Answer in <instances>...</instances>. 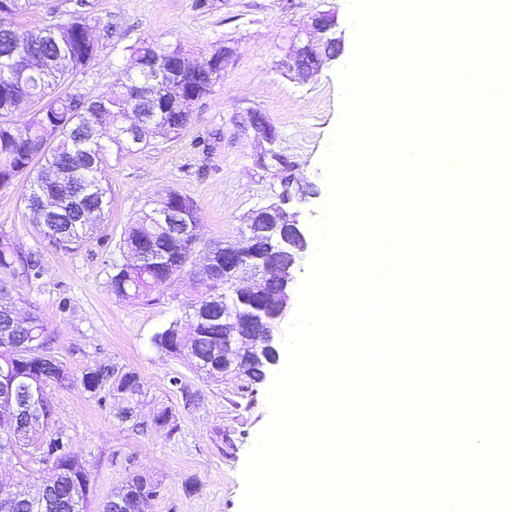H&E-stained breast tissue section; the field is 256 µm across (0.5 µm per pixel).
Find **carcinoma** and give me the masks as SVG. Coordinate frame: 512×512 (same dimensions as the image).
<instances>
[{
    "label": "carcinoma",
    "mask_w": 512,
    "mask_h": 512,
    "mask_svg": "<svg viewBox=\"0 0 512 512\" xmlns=\"http://www.w3.org/2000/svg\"><path fill=\"white\" fill-rule=\"evenodd\" d=\"M33 6L32 0H0V14L23 15ZM96 47L85 40L84 32L57 23L43 28H29L14 24L0 28V87L10 80L13 61L26 54L43 59L46 70L34 72L23 86L10 95H1L0 101L17 105L25 100L29 108L23 113L24 121H16L6 112H0V188H8L24 179L23 201L25 206L40 209L43 202L52 198L60 209L53 215V222L40 225V233L59 252L69 253L80 248L93 237L97 225L86 224L77 218L82 209H99L106 217L110 206L108 186L104 174V161L108 144L121 145L115 135H108V142L89 140L90 123L97 121L86 107L95 100L63 94L61 86L68 75L85 68L92 60ZM60 53L72 57V66L64 67L55 61ZM139 77L138 68L128 72L126 81L104 98L107 114L114 125L123 124L124 113L135 112L144 102L129 98L126 87ZM224 79V65L220 61L206 60L197 65L184 79L187 94L202 93L207 96ZM169 203L197 221L194 201L176 192L170 193ZM146 211L135 223L128 225L120 249L138 251L146 246L151 249L173 251L178 258L188 261L192 252L190 240H182L170 233L159 234L148 220ZM186 268L158 267L149 263L116 266L110 287L117 298H125L126 291L146 295L162 286L171 276H180ZM42 274L39 261L26 256L7 236L0 237V277L23 276L29 280ZM224 275V255L217 257L211 268L202 267L189 273L192 286L198 292L195 302L205 301L216 289ZM224 331L212 326L203 330L187 320L175 321L152 337V344L160 351L180 354L188 347L202 358L213 355L218 338ZM52 336L44 320L37 313L28 316L25 325L14 322L13 311L0 308V393L14 386V400L3 398L0 410L13 409L11 419L14 444L0 446V455H27L39 466L40 477L34 481L22 473L9 485V492L26 496L40 487L51 490L55 507L51 512H90L92 479L87 463L72 452L58 465H45L37 442V434L47 430L52 407L49 388L69 379L66 366L51 354ZM81 384L85 391L95 396L106 391L127 403L121 419L126 421L138 415L142 398L146 395L139 374L133 370L121 371L116 366L99 365L83 373ZM153 427L169 433L177 429L172 409L159 407L152 414ZM157 495L158 486L149 478L135 473L127 481L129 494L136 498L143 488Z\"/></svg>",
    "instance_id": "obj_1"
}]
</instances>
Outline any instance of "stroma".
<instances>
[{"label":"stroma","instance_id":"obj_1","mask_svg":"<svg viewBox=\"0 0 512 512\" xmlns=\"http://www.w3.org/2000/svg\"><path fill=\"white\" fill-rule=\"evenodd\" d=\"M89 2L98 56L68 77L67 93L93 99L111 91L130 63L132 45L142 41L181 45L196 62L223 44L232 56L223 82L196 103L179 135L143 151L108 154L110 211L80 249L55 251L29 223L22 186L0 189V232L36 253L44 268L39 279L8 280L9 296L16 309L37 311L46 321L52 352L71 374L69 384L50 389V427L63 431L87 462L95 504L122 489L131 462L159 485L144 512H240V472L269 418L268 382L210 378L196 372L189 355L155 349L152 336L186 318L195 297L189 277L121 300L110 288L112 267L121 260L126 225L168 192L196 204L201 249L238 240L252 213L274 201L279 179L276 170L256 164L266 144L250 125L253 111L276 129V148L296 164L299 177L318 189L303 205L300 222L317 218L328 196L320 158L340 115L336 71L353 50L346 0ZM326 10L338 18L339 56L307 82L288 77L289 30ZM100 363L137 371L146 391L141 419L150 420L154 407L168 406L177 430L168 435L135 429L119 419L121 402L104 393L90 396L80 378ZM175 377L183 388L172 386ZM186 390L194 395L189 405L182 396Z\"/></svg>","mask_w":512,"mask_h":512}]
</instances>
